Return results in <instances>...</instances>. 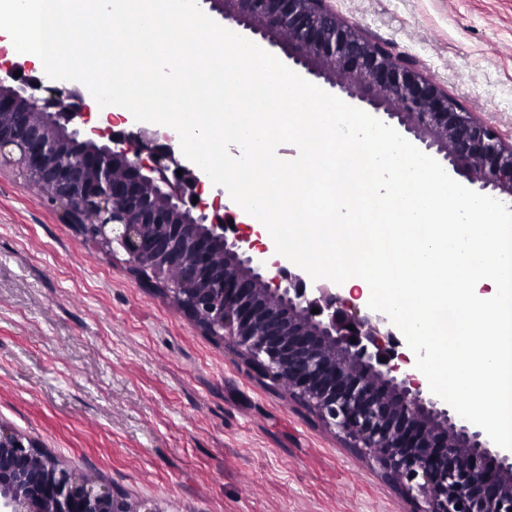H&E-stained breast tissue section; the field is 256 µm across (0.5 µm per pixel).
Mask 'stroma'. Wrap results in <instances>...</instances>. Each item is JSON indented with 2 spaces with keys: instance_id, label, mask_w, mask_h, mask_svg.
<instances>
[{
  "instance_id": "stroma-1",
  "label": "stroma",
  "mask_w": 512,
  "mask_h": 512,
  "mask_svg": "<svg viewBox=\"0 0 512 512\" xmlns=\"http://www.w3.org/2000/svg\"><path fill=\"white\" fill-rule=\"evenodd\" d=\"M512 144V0H330ZM0 427L150 512H411L124 254L0 167Z\"/></svg>"
}]
</instances>
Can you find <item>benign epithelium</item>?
Listing matches in <instances>:
<instances>
[{"instance_id":"1","label":"benign epithelium","mask_w":512,"mask_h":512,"mask_svg":"<svg viewBox=\"0 0 512 512\" xmlns=\"http://www.w3.org/2000/svg\"><path fill=\"white\" fill-rule=\"evenodd\" d=\"M202 2L386 115L468 183L512 200V145L328 0ZM20 70L0 72V166L19 168L93 245L122 251L205 334L284 384L415 501L414 512H512V450L491 449L481 429L401 370L405 355L384 314H350L336 287L255 251L202 199L203 180L176 155L173 137L90 127L76 82ZM0 512L140 510L34 440L0 429Z\"/></svg>"}]
</instances>
